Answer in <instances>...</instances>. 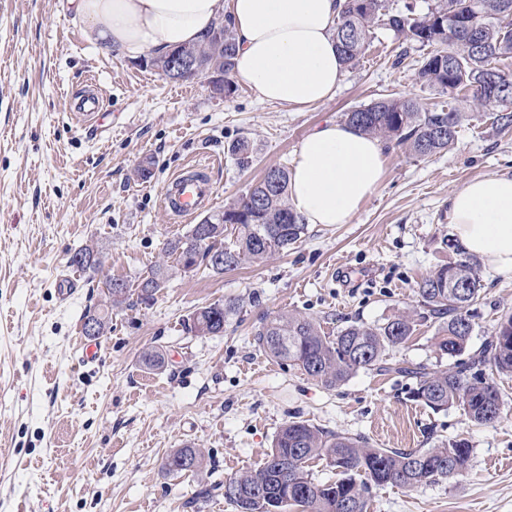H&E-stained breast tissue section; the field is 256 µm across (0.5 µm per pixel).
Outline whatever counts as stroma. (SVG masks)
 I'll return each mask as SVG.
<instances>
[{
  "label": "stroma",
  "instance_id": "1",
  "mask_svg": "<svg viewBox=\"0 0 512 512\" xmlns=\"http://www.w3.org/2000/svg\"><path fill=\"white\" fill-rule=\"evenodd\" d=\"M432 52L375 29L335 96L298 111L242 84L220 96L203 77L169 80L150 56L104 50L70 0H0V512H236L224 482L261 467L296 417L378 448L469 443L466 473L374 488L367 512H512V373L493 377L500 419L475 427L459 408L412 400L398 375L362 371L327 389L252 344L260 318L283 312L306 314L333 336L351 321L377 325L418 308L421 278L457 259L445 245L449 194L476 177L512 175V128L475 109L448 152L386 151L380 185L349 223L309 225L294 248L264 262L186 273L163 251L192 227L161 208L172 175L213 159L211 209L221 211L269 167L293 165L325 121L390 95L440 101L415 80L417 60ZM90 79L103 98L96 125L71 109ZM243 137L254 146L245 168L228 152ZM86 245L103 257L99 273L69 262ZM158 263L171 277L154 301L111 306L106 279L134 285ZM64 274L79 291L63 302L55 282ZM481 278L471 353L512 312V275ZM226 299L241 309L223 333L194 335L196 309ZM89 310L108 320L95 362L84 357ZM435 329L420 322L392 360L453 367L432 345ZM150 350L164 354V369L145 365ZM185 445L205 450L206 467L168 474L163 459Z\"/></svg>",
  "mask_w": 512,
  "mask_h": 512
}]
</instances>
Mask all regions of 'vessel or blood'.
Masks as SVG:
<instances>
[{
    "mask_svg": "<svg viewBox=\"0 0 512 512\" xmlns=\"http://www.w3.org/2000/svg\"><path fill=\"white\" fill-rule=\"evenodd\" d=\"M214 193L208 166L197 164L170 179L162 206L173 218H190L210 206Z\"/></svg>",
    "mask_w": 512,
    "mask_h": 512,
    "instance_id": "obj_1",
    "label": "vessel or blood"
}]
</instances>
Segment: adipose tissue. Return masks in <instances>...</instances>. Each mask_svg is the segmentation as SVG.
<instances>
[{
    "instance_id": "ef3b65f1",
    "label": "adipose tissue",
    "mask_w": 512,
    "mask_h": 512,
    "mask_svg": "<svg viewBox=\"0 0 512 512\" xmlns=\"http://www.w3.org/2000/svg\"><path fill=\"white\" fill-rule=\"evenodd\" d=\"M345 0H74L86 34L136 59L193 44L231 16L233 73L266 102L304 109L331 98L345 73L334 30ZM383 147L328 121L301 143L288 194L308 224H345L375 192ZM448 222L465 252L512 274V176L473 179L448 196Z\"/></svg>"
}]
</instances>
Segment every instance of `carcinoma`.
<instances>
[{"instance_id":"cac0c4a2","label":"carcinoma","mask_w":512,"mask_h":512,"mask_svg":"<svg viewBox=\"0 0 512 512\" xmlns=\"http://www.w3.org/2000/svg\"><path fill=\"white\" fill-rule=\"evenodd\" d=\"M464 12L477 17L473 36L453 34L448 28V22ZM379 25L406 43L436 46L417 69L416 80L449 96L450 101L425 104L412 97H384L343 113L346 124L421 159L446 152L455 144L464 117L457 101L495 113L502 129L512 126V112L500 109L503 97H512V77L494 66L501 58H512V0H434L424 13L418 12L413 0L399 7L390 0H370L367 7L359 0H347L335 31L346 66L356 65ZM196 48L200 64L218 62L224 67V93H232L236 41L230 24L217 23ZM229 152L240 167L252 162V143L244 137ZM288 181L287 167L270 168L223 211L205 217L188 234L169 240L165 252L175 257L185 273L203 267L221 275L288 250L307 232V224L289 204ZM229 225L236 236L226 244L224 231ZM451 247L461 258L423 277L418 296L423 318L438 322L432 337L436 351L457 357L467 349L473 332L467 307L480 297L483 284L474 261L464 256L459 245ZM70 263L93 272L101 266L98 252L90 246L75 251ZM167 280V268L159 264L135 286L110 279L106 287L115 305L125 303L133 292L136 302L148 304ZM238 309L232 299L202 307L193 314L190 331L217 335ZM417 322V313L402 311L381 325L352 321L331 337L313 318L287 312L260 319L253 341L269 357L298 368L327 389L360 371L395 373L412 379L413 399L433 411L457 407L476 425L496 422L503 401L485 373L512 372V313L499 319L479 352L448 370L386 359V352L414 335ZM471 453L464 440L435 448H375L360 436L290 420L277 431L261 467L225 481L224 497L238 512H288L293 506L301 512H366L371 486L415 488L437 483L463 473ZM315 457L328 461L339 478L316 482L307 469ZM204 460L202 449L185 445L167 455L163 468L179 475L202 468Z\"/></svg>"}]
</instances>
